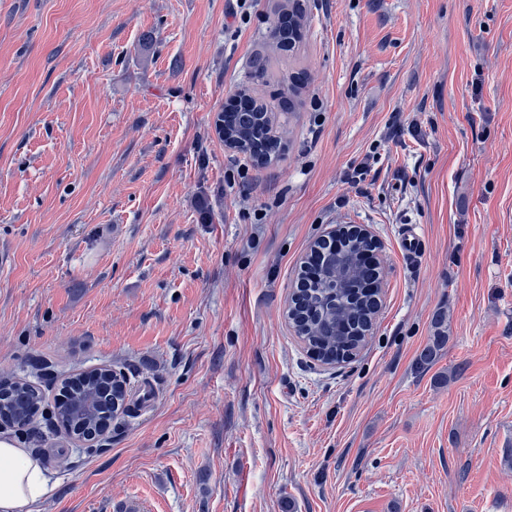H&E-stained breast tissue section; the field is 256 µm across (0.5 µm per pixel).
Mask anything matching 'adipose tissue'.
<instances>
[{
    "label": "adipose tissue",
    "instance_id": "adipose-tissue-1",
    "mask_svg": "<svg viewBox=\"0 0 512 512\" xmlns=\"http://www.w3.org/2000/svg\"><path fill=\"white\" fill-rule=\"evenodd\" d=\"M49 487L42 463L7 440L0 441V512H21L41 502Z\"/></svg>",
    "mask_w": 512,
    "mask_h": 512
}]
</instances>
